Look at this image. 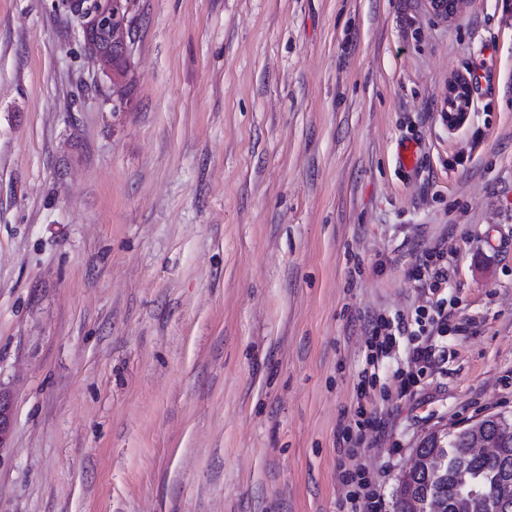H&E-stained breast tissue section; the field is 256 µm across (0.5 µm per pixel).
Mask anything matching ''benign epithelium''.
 Listing matches in <instances>:
<instances>
[{"mask_svg": "<svg viewBox=\"0 0 512 512\" xmlns=\"http://www.w3.org/2000/svg\"><path fill=\"white\" fill-rule=\"evenodd\" d=\"M460 0H430L433 12L440 17L453 16ZM82 18V31L89 58L103 60L99 49L100 30H106L108 48L112 57L130 61L133 24L130 3L127 0H70ZM14 419L12 392L0 386V451L9 447Z\"/></svg>", "mask_w": 512, "mask_h": 512, "instance_id": "benign-epithelium-1", "label": "benign epithelium"}]
</instances>
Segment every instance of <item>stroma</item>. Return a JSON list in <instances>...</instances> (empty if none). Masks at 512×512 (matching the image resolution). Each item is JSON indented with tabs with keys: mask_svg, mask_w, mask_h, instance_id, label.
I'll use <instances>...</instances> for the list:
<instances>
[{
	"mask_svg": "<svg viewBox=\"0 0 512 512\" xmlns=\"http://www.w3.org/2000/svg\"><path fill=\"white\" fill-rule=\"evenodd\" d=\"M133 15L117 112L63 0H0V512H346L359 467L395 512L425 435L512 415V0ZM434 246L448 332L347 452L367 318L430 304ZM410 277L422 287H426L431 294L437 293L442 288V285L447 290V254L437 246L426 249L412 265ZM14 419L12 392L0 386V451L9 448Z\"/></svg>",
	"mask_w": 512,
	"mask_h": 512,
	"instance_id": "obj_1",
	"label": "stroma"
}]
</instances>
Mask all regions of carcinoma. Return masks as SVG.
Here are the masks:
<instances>
[{
  "instance_id": "1",
  "label": "carcinoma",
  "mask_w": 512,
  "mask_h": 512,
  "mask_svg": "<svg viewBox=\"0 0 512 512\" xmlns=\"http://www.w3.org/2000/svg\"><path fill=\"white\" fill-rule=\"evenodd\" d=\"M496 438L494 429L474 431L468 427L446 434H430L415 448L423 459L448 457L443 470L434 473L421 466L403 476L396 490L397 512H411L409 499L420 503L438 500L444 512H456L457 502L468 496L474 486L478 494L470 498L471 512H512V437L492 454L472 451L477 437ZM467 474L469 485L457 479L458 472Z\"/></svg>"
}]
</instances>
